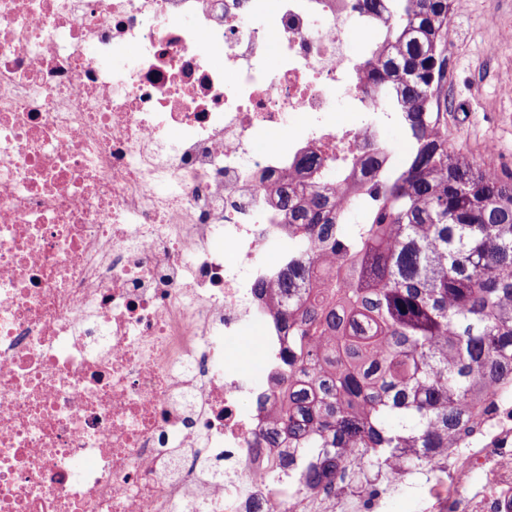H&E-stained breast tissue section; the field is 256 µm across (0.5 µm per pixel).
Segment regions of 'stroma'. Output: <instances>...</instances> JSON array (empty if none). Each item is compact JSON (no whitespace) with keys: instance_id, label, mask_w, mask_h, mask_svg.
<instances>
[{"instance_id":"1","label":"stroma","mask_w":512,"mask_h":512,"mask_svg":"<svg viewBox=\"0 0 512 512\" xmlns=\"http://www.w3.org/2000/svg\"><path fill=\"white\" fill-rule=\"evenodd\" d=\"M456 39L448 54L453 73L450 143L486 163L483 145L494 141L496 164L512 172V0H468L466 9L450 16ZM497 45L495 61L486 48Z\"/></svg>"}]
</instances>
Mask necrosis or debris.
I'll return each instance as SVG.
<instances>
[{"label":"necrosis or debris","mask_w":512,"mask_h":512,"mask_svg":"<svg viewBox=\"0 0 512 512\" xmlns=\"http://www.w3.org/2000/svg\"><path fill=\"white\" fill-rule=\"evenodd\" d=\"M354 2L0 0V512H360L255 445L287 343L258 286L298 258L269 189L343 187L386 120ZM481 426L431 512H512V406ZM239 354V367L246 374L259 376L264 368L263 353L255 338H242L232 343Z\"/></svg>","instance_id":"1"}]
</instances>
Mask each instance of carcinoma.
<instances>
[{
	"instance_id": "carcinoma-1",
	"label": "carcinoma",
	"mask_w": 512,
	"mask_h": 512,
	"mask_svg": "<svg viewBox=\"0 0 512 512\" xmlns=\"http://www.w3.org/2000/svg\"><path fill=\"white\" fill-rule=\"evenodd\" d=\"M389 27L365 85L409 151L360 156L352 208L319 189L277 188L301 261L261 287L288 330L278 407L258 448H283L306 495L363 469L435 466L479 435L512 395V175L448 143L435 93L446 76L452 0H362ZM361 216L352 233L341 224Z\"/></svg>"
}]
</instances>
